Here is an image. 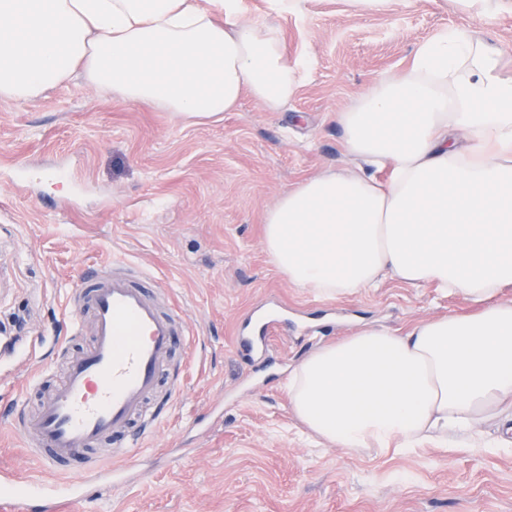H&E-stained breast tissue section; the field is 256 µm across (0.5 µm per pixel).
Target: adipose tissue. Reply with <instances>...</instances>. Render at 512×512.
Wrapping results in <instances>:
<instances>
[{
    "mask_svg": "<svg viewBox=\"0 0 512 512\" xmlns=\"http://www.w3.org/2000/svg\"><path fill=\"white\" fill-rule=\"evenodd\" d=\"M77 78L196 123L246 95L279 110L299 87L280 31L246 20L243 0H0V97ZM336 124L353 165L266 213L272 263L321 296L392 278L478 309L318 349L288 376L292 412L350 450L512 421V300L499 296L512 288V55L465 28L440 32Z\"/></svg>",
    "mask_w": 512,
    "mask_h": 512,
    "instance_id": "1",
    "label": "adipose tissue"
}]
</instances>
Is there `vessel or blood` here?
<instances>
[{
	"label": "vessel or blood",
	"instance_id": "vessel-or-blood-1",
	"mask_svg": "<svg viewBox=\"0 0 512 512\" xmlns=\"http://www.w3.org/2000/svg\"><path fill=\"white\" fill-rule=\"evenodd\" d=\"M162 291L143 287L130 265L111 258L81 278L74 301L90 316L87 344L70 350L61 380L40 399L34 412L17 410L12 425L28 434L43 467L58 470L84 458L81 476L63 485L26 483L0 472V505L12 512H51L54 504L82 501L87 488L126 481L125 463L133 457L127 433L133 422L159 418L148 408L160 387L169 396L183 388L180 377H168L171 351L179 338L178 317L164 310ZM111 441L112 460L86 458L88 449Z\"/></svg>",
	"mask_w": 512,
	"mask_h": 512
}]
</instances>
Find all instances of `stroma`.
Wrapping results in <instances>:
<instances>
[{
  "instance_id": "1",
  "label": "stroma",
  "mask_w": 512,
  "mask_h": 512,
  "mask_svg": "<svg viewBox=\"0 0 512 512\" xmlns=\"http://www.w3.org/2000/svg\"><path fill=\"white\" fill-rule=\"evenodd\" d=\"M299 61V89L278 111L244 97L219 123L191 124L73 80L27 101L0 99V408L32 407L58 371L56 340L81 312L78 270L117 256L165 290L187 335L169 363L180 396L142 435L128 483L89 488L61 512H512V449L462 435L410 452L352 451L312 438L293 415V366L357 330H406L470 311L463 296L388 279L324 297L270 260L264 217L298 182L350 166L336 114L418 45L452 27L512 47V14L469 16L451 0L357 11L305 0L270 14ZM63 482L0 415V470Z\"/></svg>"
}]
</instances>
